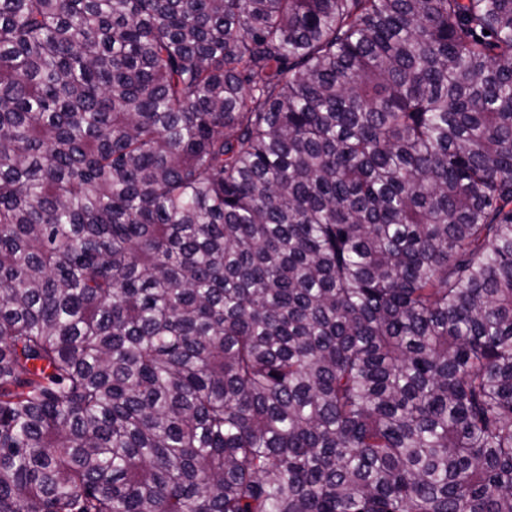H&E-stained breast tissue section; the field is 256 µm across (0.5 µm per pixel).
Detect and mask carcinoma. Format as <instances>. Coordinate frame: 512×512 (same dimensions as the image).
Masks as SVG:
<instances>
[{"label":"carcinoma","instance_id":"carcinoma-1","mask_svg":"<svg viewBox=\"0 0 512 512\" xmlns=\"http://www.w3.org/2000/svg\"><path fill=\"white\" fill-rule=\"evenodd\" d=\"M0 512H512V0H0Z\"/></svg>","mask_w":512,"mask_h":512}]
</instances>
